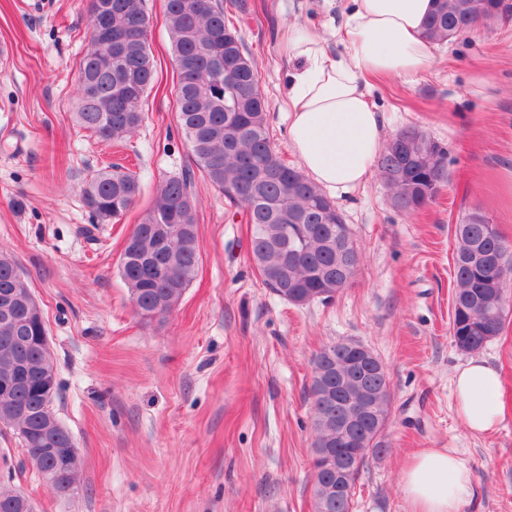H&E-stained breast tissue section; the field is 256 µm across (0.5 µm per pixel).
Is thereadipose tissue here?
Listing matches in <instances>:
<instances>
[{"label": "adipose tissue", "instance_id": "ef3b65f1", "mask_svg": "<svg viewBox=\"0 0 512 512\" xmlns=\"http://www.w3.org/2000/svg\"><path fill=\"white\" fill-rule=\"evenodd\" d=\"M434 0H351L333 53L311 22H294L282 45L290 63L285 109L288 140L302 169L323 189L347 192L373 173L383 142L382 118L367 81L411 82L434 62L423 35ZM500 376L483 358H470L454 378L456 412L473 434L502 420ZM401 491L411 512H463L471 495L469 470L446 450L427 448L404 469Z\"/></svg>", "mask_w": 512, "mask_h": 512}]
</instances>
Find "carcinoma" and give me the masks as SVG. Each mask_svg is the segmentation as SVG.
Here are the masks:
<instances>
[{"mask_svg":"<svg viewBox=\"0 0 512 512\" xmlns=\"http://www.w3.org/2000/svg\"><path fill=\"white\" fill-rule=\"evenodd\" d=\"M436 0L424 30L448 43L479 24L512 20L506 0ZM174 69L177 122L194 162L228 207L250 224L249 255L263 283L290 304L332 300L351 285L361 264L347 224L332 200L277 154L267 123L268 105L258 74L219 0H165ZM89 30L112 27L117 41L104 49L90 38L79 63L76 123L103 140L132 137L145 119V98L157 65L149 45L144 0H89ZM378 171L393 191V206L413 215L433 202L448 181V148L418 144L413 152L385 147ZM403 172L399 181L395 174ZM137 175L120 167L101 171L81 189L98 224H111L134 205ZM288 225L290 239L281 226ZM454 288L450 334L465 353L480 351L503 330L512 312V244L483 212L455 225ZM199 264L196 199L191 178L165 177L153 205L127 235L118 266L137 314L162 322L193 282ZM14 257L0 249V430L9 429L33 467L59 493L82 468L59 479L63 443L37 432L57 417L56 377L47 329L37 299ZM390 381L372 351L350 355L346 343L324 346L313 359L309 389L313 431L312 493L315 512H352L357 476L369 458L387 451L382 432L389 415ZM0 512H36L22 490L0 484Z\"/></svg>","mask_w":512,"mask_h":512,"instance_id":"obj_1","label":"carcinoma"}]
</instances>
